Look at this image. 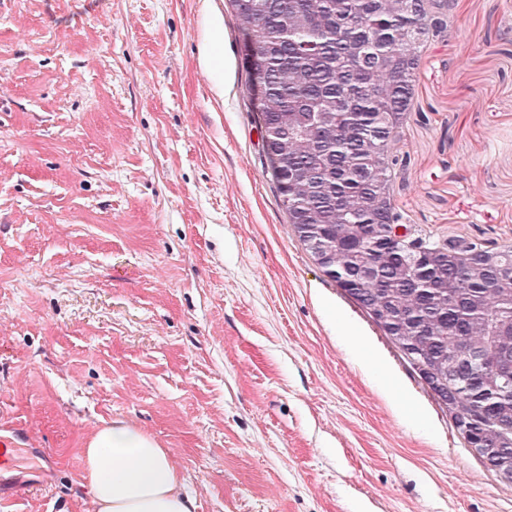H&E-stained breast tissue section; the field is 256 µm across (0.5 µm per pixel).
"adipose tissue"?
<instances>
[{
  "label": "adipose tissue",
  "instance_id": "ef3b65f1",
  "mask_svg": "<svg viewBox=\"0 0 512 512\" xmlns=\"http://www.w3.org/2000/svg\"><path fill=\"white\" fill-rule=\"evenodd\" d=\"M82 457L93 512H196L170 450L131 422L116 419L94 431Z\"/></svg>",
  "mask_w": 512,
  "mask_h": 512
}]
</instances>
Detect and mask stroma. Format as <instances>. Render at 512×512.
<instances>
[{"label": "stroma", "mask_w": 512, "mask_h": 512, "mask_svg": "<svg viewBox=\"0 0 512 512\" xmlns=\"http://www.w3.org/2000/svg\"><path fill=\"white\" fill-rule=\"evenodd\" d=\"M243 45L224 0H0V434L23 433L0 512H93L81 449L117 418L171 450L197 512H512L298 240ZM398 154L417 233L512 249V0H470L423 48ZM355 357L357 364L365 373L371 374L374 370H378L383 374L384 382L380 386L381 391L393 401L395 410L401 416L414 422L426 423L422 410L400 390L398 382L378 364L372 352L360 348Z\"/></svg>", "instance_id": "1"}]
</instances>
